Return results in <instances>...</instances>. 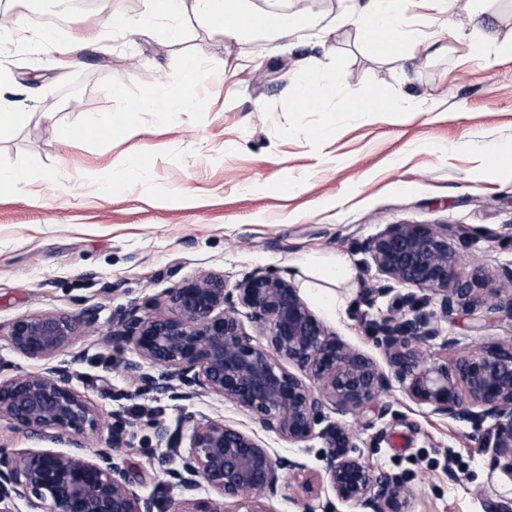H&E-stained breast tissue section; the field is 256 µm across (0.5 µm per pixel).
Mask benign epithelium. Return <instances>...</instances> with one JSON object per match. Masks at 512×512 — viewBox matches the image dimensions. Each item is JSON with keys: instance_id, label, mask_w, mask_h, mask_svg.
Wrapping results in <instances>:
<instances>
[{"instance_id": "1", "label": "benign epithelium", "mask_w": 512, "mask_h": 512, "mask_svg": "<svg viewBox=\"0 0 512 512\" xmlns=\"http://www.w3.org/2000/svg\"><path fill=\"white\" fill-rule=\"evenodd\" d=\"M360 252L379 278L370 301L406 289L398 297L405 313L384 317L374 336L407 397L450 418L496 420V462L512 477V339L450 361L426 355L439 322L454 311L504 310L512 318V297L498 301L478 276L462 275L457 248L437 225L389 224ZM245 318L260 339L247 332ZM96 322L93 309H48L6 326L11 347L45 367L0 380V422L25 434L53 430L68 450L0 449V505L20 499L29 512H145L121 461L124 426L112 425V444L88 451L86 435L100 415L72 385L71 363L57 361L77 331ZM106 344L131 348L136 358L122 360L123 371L173 399L220 397L290 444L322 439V470L337 500L359 512H406L398 480L353 455L341 422L317 429L328 411L344 416L374 404L389 377L371 356L339 342L286 278L260 269L234 282L215 273L185 278L157 302L131 304ZM147 365L161 374L145 372ZM184 423L185 446L164 425L155 427L180 460L167 472L181 489L172 512H272L283 473L304 470L221 419L188 413ZM202 484L212 497H196Z\"/></svg>"}]
</instances>
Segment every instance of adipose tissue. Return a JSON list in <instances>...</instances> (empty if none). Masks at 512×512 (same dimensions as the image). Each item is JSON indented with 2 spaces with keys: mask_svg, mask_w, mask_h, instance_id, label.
Segmentation results:
<instances>
[{
  "mask_svg": "<svg viewBox=\"0 0 512 512\" xmlns=\"http://www.w3.org/2000/svg\"><path fill=\"white\" fill-rule=\"evenodd\" d=\"M143 5L144 20L164 22L166 37L171 41L181 38L188 17L209 22L224 10L233 14L235 21L225 25L223 33L235 39L244 32L249 15L247 0H143ZM355 30L367 48L380 57L398 56L402 42L418 37L417 32L401 29L396 0H371L370 6L357 17Z\"/></svg>",
  "mask_w": 512,
  "mask_h": 512,
  "instance_id": "ef3b65f1",
  "label": "adipose tissue"
}]
</instances>
